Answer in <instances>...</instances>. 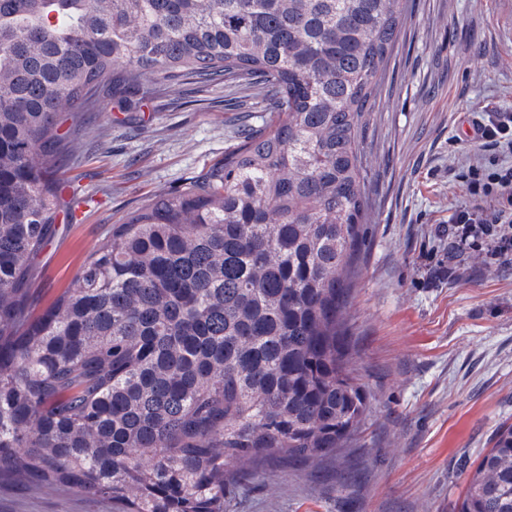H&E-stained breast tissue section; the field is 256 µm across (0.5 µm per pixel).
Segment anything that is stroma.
<instances>
[{
  "mask_svg": "<svg viewBox=\"0 0 512 512\" xmlns=\"http://www.w3.org/2000/svg\"><path fill=\"white\" fill-rule=\"evenodd\" d=\"M405 18L363 140L367 215L348 312L369 394L345 482L336 458L271 457L241 481L228 512H456L469 473L512 424V263L485 240L460 245L472 166L512 154L473 150L472 123L512 111V0H403ZM269 104L229 109L223 87L162 97L105 96L64 166L57 232L38 259L44 299L67 288L111 225L223 161ZM0 512H114L74 491L0 495Z\"/></svg>",
  "mask_w": 512,
  "mask_h": 512,
  "instance_id": "1",
  "label": "stroma"
}]
</instances>
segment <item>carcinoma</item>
<instances>
[{"instance_id":"1","label":"carcinoma","mask_w":512,"mask_h":512,"mask_svg":"<svg viewBox=\"0 0 512 512\" xmlns=\"http://www.w3.org/2000/svg\"><path fill=\"white\" fill-rule=\"evenodd\" d=\"M402 15L401 0H0V493L226 512L264 458L346 456L368 404L347 326L362 139ZM167 82L274 116L112 225L35 309L83 113ZM457 512H512V425Z\"/></svg>"}]
</instances>
